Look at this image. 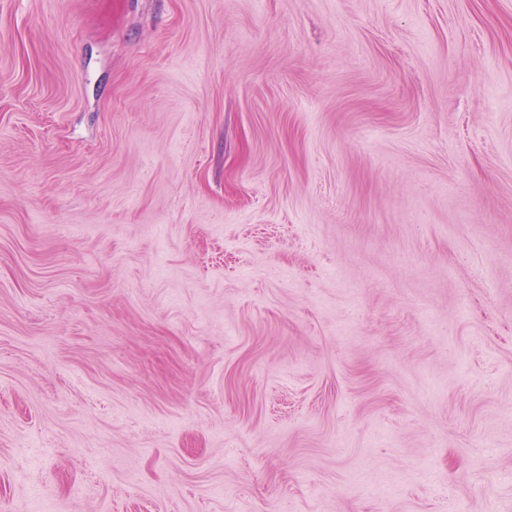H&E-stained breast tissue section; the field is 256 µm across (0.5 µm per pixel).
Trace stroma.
<instances>
[{
    "label": "stroma",
    "mask_w": 512,
    "mask_h": 512,
    "mask_svg": "<svg viewBox=\"0 0 512 512\" xmlns=\"http://www.w3.org/2000/svg\"><path fill=\"white\" fill-rule=\"evenodd\" d=\"M0 512H512V0H0Z\"/></svg>",
    "instance_id": "1"
}]
</instances>
